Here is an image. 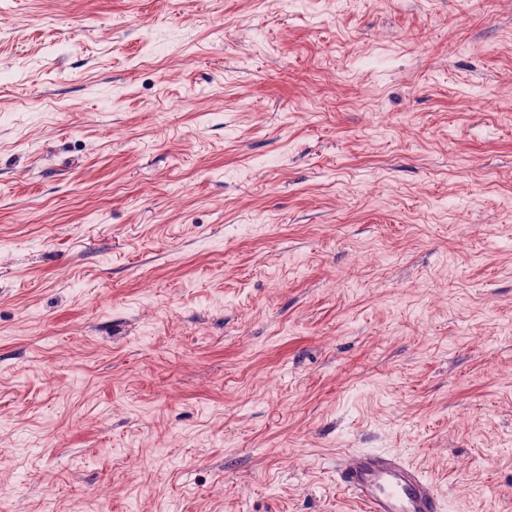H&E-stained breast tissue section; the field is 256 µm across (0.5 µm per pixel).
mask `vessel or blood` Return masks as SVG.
<instances>
[{
  "label": "vessel or blood",
  "mask_w": 512,
  "mask_h": 512,
  "mask_svg": "<svg viewBox=\"0 0 512 512\" xmlns=\"http://www.w3.org/2000/svg\"><path fill=\"white\" fill-rule=\"evenodd\" d=\"M338 480L359 501L362 512H442L433 483L396 454L350 456L340 465Z\"/></svg>",
  "instance_id": "b4317fda"
}]
</instances>
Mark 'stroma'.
Segmentation results:
<instances>
[{"label": "stroma", "instance_id": "35a3bbf8", "mask_svg": "<svg viewBox=\"0 0 512 512\" xmlns=\"http://www.w3.org/2000/svg\"><path fill=\"white\" fill-rule=\"evenodd\" d=\"M366 450L512 512V0H0V512Z\"/></svg>", "mask_w": 512, "mask_h": 512}]
</instances>
